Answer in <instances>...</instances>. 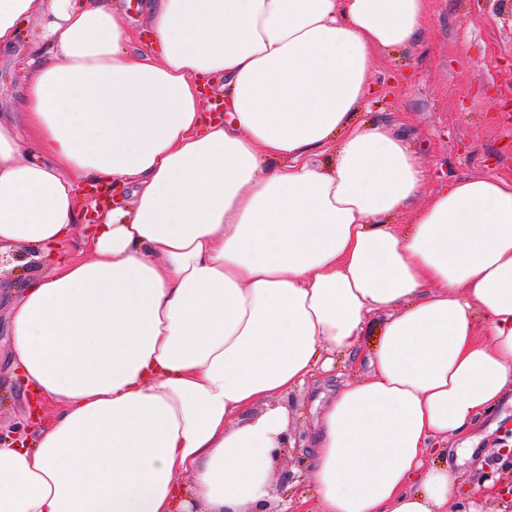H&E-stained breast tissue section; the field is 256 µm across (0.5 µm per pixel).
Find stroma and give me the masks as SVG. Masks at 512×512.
Returning <instances> with one entry per match:
<instances>
[{"mask_svg": "<svg viewBox=\"0 0 512 512\" xmlns=\"http://www.w3.org/2000/svg\"><path fill=\"white\" fill-rule=\"evenodd\" d=\"M369 82L383 93L373 111L356 113L359 125L393 127L417 156L428 187L474 175L512 179V0H430L421 42L380 53ZM0 265V433L21 432L33 441V394L13 367L8 345L9 310L23 279L48 273L52 261L32 252L9 251ZM365 357H336L319 385L282 400L295 434L285 464L306 457V440L320 393L358 377ZM474 434L479 446L459 456L449 440L451 472L461 487L483 475H498L503 491L482 512H512V393L483 414Z\"/></svg>", "mask_w": 512, "mask_h": 512, "instance_id": "stroma-1", "label": "stroma"}]
</instances>
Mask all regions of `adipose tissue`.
I'll list each match as a JSON object with an SVG mask.
<instances>
[{"label":"adipose tissue","mask_w":512,"mask_h":512,"mask_svg":"<svg viewBox=\"0 0 512 512\" xmlns=\"http://www.w3.org/2000/svg\"><path fill=\"white\" fill-rule=\"evenodd\" d=\"M143 8L139 53L115 0H0V49L38 23L26 124L0 116V245L61 252L11 307L12 362L55 411L33 447L0 444V512H250L288 432L275 399L372 327L364 375L313 420L293 512H456L427 457L472 448L512 388V181L427 190L399 134L354 123L429 0Z\"/></svg>","instance_id":"ef3b65f1"}]
</instances>
